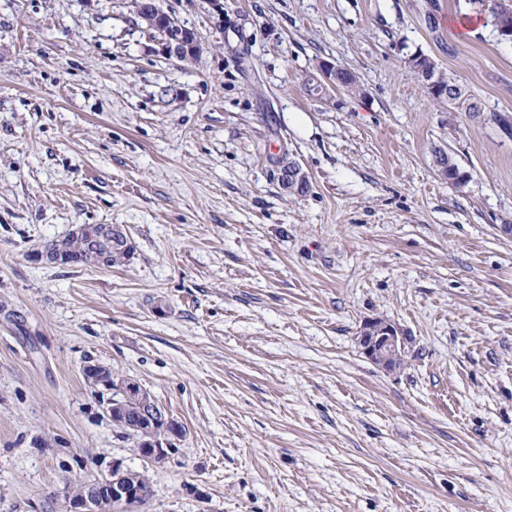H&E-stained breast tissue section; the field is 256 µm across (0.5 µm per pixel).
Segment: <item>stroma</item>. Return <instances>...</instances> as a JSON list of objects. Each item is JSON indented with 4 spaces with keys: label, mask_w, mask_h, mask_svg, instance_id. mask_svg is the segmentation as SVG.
<instances>
[{
    "label": "stroma",
    "mask_w": 512,
    "mask_h": 512,
    "mask_svg": "<svg viewBox=\"0 0 512 512\" xmlns=\"http://www.w3.org/2000/svg\"><path fill=\"white\" fill-rule=\"evenodd\" d=\"M213 2L162 0L200 38L181 61L132 0H0V512L117 461L150 478L142 512H512V44L467 0ZM323 60L359 94H309ZM78 224L133 258L34 260ZM373 318L401 367L363 354ZM88 364L183 426L167 462ZM408 64L420 75H424L425 73L433 74V78L428 77V88L435 98L446 102L453 100L452 98L458 92L456 80H447L446 76L435 73L433 69V61L431 59H425L423 56H420L418 58L408 59ZM448 151L443 148H438L433 153V166L437 174L443 178L448 180V182L456 187L464 186L468 182V177L466 175L456 174V171L452 169V167L448 164V162L452 166H456L460 172H464L461 170L459 165L456 163L454 158L449 154ZM278 179L283 188L291 194L298 195L300 190H309L310 182L307 174L292 162L279 167ZM359 344L373 363L383 369L392 370L404 359L408 339L391 323L382 319H371L360 328Z\"/></svg>",
    "instance_id": "obj_1"
}]
</instances>
